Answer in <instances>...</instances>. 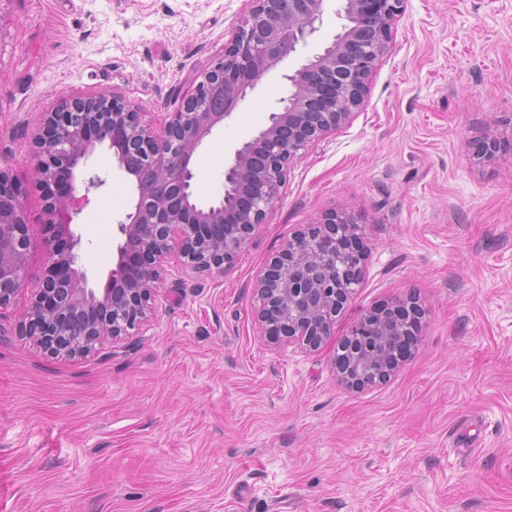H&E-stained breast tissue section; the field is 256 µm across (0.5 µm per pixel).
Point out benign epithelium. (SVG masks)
Segmentation results:
<instances>
[{"label": "benign epithelium", "mask_w": 512, "mask_h": 512, "mask_svg": "<svg viewBox=\"0 0 512 512\" xmlns=\"http://www.w3.org/2000/svg\"><path fill=\"white\" fill-rule=\"evenodd\" d=\"M325 2L249 0L224 52L156 124L116 95L66 99L46 113L43 134L34 138L33 174L47 193L43 244L51 264L32 291L19 335L52 356L86 357L109 339L137 335L149 322L168 260L205 276L234 266L267 223L299 152L350 123L403 4L343 0V32L286 76L288 95L257 135L235 150L222 196L197 204L194 154L266 72L318 31ZM105 142L135 193L117 227L116 262L104 288L95 290L81 270V237L73 229L88 194L77 195L70 176ZM506 150L512 152V139L488 133L474 154L489 160ZM20 195L21 187L0 169V310L24 286L34 244ZM365 235L357 217L336 210L294 231L254 288L255 321L268 342L318 350L333 339L336 317L363 279ZM424 318L412 293L361 314L337 343V380L353 390L385 382L414 353Z\"/></svg>", "instance_id": "7a95c632"}]
</instances>
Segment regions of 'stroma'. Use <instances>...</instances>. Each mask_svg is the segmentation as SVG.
<instances>
[{"mask_svg":"<svg viewBox=\"0 0 512 512\" xmlns=\"http://www.w3.org/2000/svg\"><path fill=\"white\" fill-rule=\"evenodd\" d=\"M246 0H0V167L45 220L31 141L60 101L114 93L156 116L222 52ZM259 80L192 160L208 204L234 152L266 124L287 77L345 20ZM512 138V0H404L351 122L302 151L267 224L224 276L169 263L142 336L85 358L18 335L51 260L0 310V512H512V153L477 164L488 130ZM75 220L103 287L132 182L108 145ZM342 209L367 226L364 279L335 324L415 292L427 323L387 381L341 387L332 346L277 347L253 287L298 225Z\"/></svg>","mask_w":512,"mask_h":512,"instance_id":"obj_1","label":"stroma"}]
</instances>
